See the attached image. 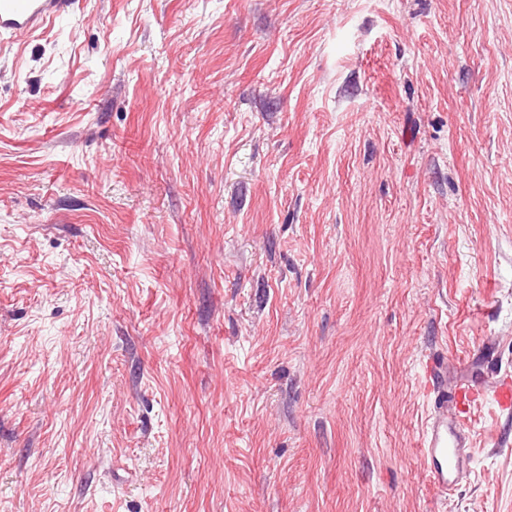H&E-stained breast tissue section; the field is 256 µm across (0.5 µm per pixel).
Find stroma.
I'll return each instance as SVG.
<instances>
[{
	"instance_id": "1",
	"label": "stroma",
	"mask_w": 512,
	"mask_h": 512,
	"mask_svg": "<svg viewBox=\"0 0 512 512\" xmlns=\"http://www.w3.org/2000/svg\"><path fill=\"white\" fill-rule=\"evenodd\" d=\"M512 0H76L0 43V512H512ZM423 372L424 394L433 402V411L419 446L433 484L448 495L469 466L467 422L472 409L490 404L499 411L512 410V380L504 377L493 386L474 378L460 380L448 393L441 387L443 372L439 361L429 357Z\"/></svg>"
}]
</instances>
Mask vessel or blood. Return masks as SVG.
<instances>
[{
  "label": "vessel or blood",
  "mask_w": 512,
  "mask_h": 512,
  "mask_svg": "<svg viewBox=\"0 0 512 512\" xmlns=\"http://www.w3.org/2000/svg\"><path fill=\"white\" fill-rule=\"evenodd\" d=\"M72 0H0V37L29 33L59 17ZM424 394L433 403L426 421L420 448L433 484L448 493L466 475L467 422L474 407L488 404L501 411L512 410V379L495 385L471 378L458 381L452 390L441 387L439 361L427 359L424 367Z\"/></svg>",
  "instance_id": "b4317fda"
}]
</instances>
